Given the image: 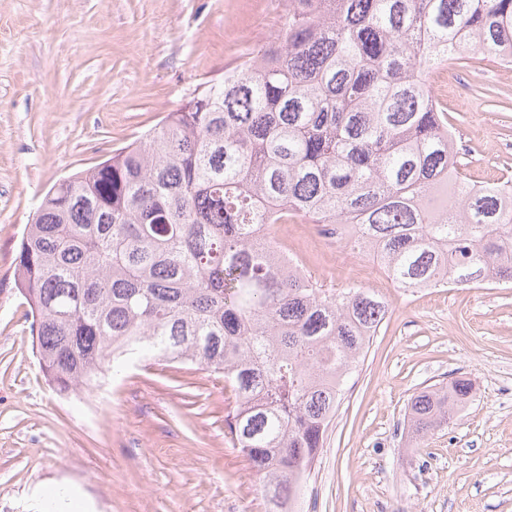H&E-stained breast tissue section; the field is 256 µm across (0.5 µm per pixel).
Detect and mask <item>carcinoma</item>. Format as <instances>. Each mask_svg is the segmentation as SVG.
<instances>
[{"mask_svg": "<svg viewBox=\"0 0 512 512\" xmlns=\"http://www.w3.org/2000/svg\"><path fill=\"white\" fill-rule=\"evenodd\" d=\"M286 2L271 46L49 191L15 279L63 393L135 352L224 377L270 512H288L389 313L285 267L273 225L348 224L403 290L512 283V176L475 187L430 83L450 61L512 66V0ZM471 393L421 391L413 438Z\"/></svg>", "mask_w": 512, "mask_h": 512, "instance_id": "carcinoma-1", "label": "carcinoma"}]
</instances>
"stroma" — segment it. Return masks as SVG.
<instances>
[{"label": "stroma", "instance_id": "stroma-1", "mask_svg": "<svg viewBox=\"0 0 512 512\" xmlns=\"http://www.w3.org/2000/svg\"><path fill=\"white\" fill-rule=\"evenodd\" d=\"M279 0H0V512H267L233 448L221 376L135 354L90 392L42 371L14 286L17 245L48 191L182 109L200 84L267 45ZM512 68L453 64L447 104L467 176L512 172ZM288 238L329 288L390 305L350 374L296 512H512V286L405 292L317 237ZM462 378L470 401L415 442L412 398Z\"/></svg>", "mask_w": 512, "mask_h": 512}]
</instances>
